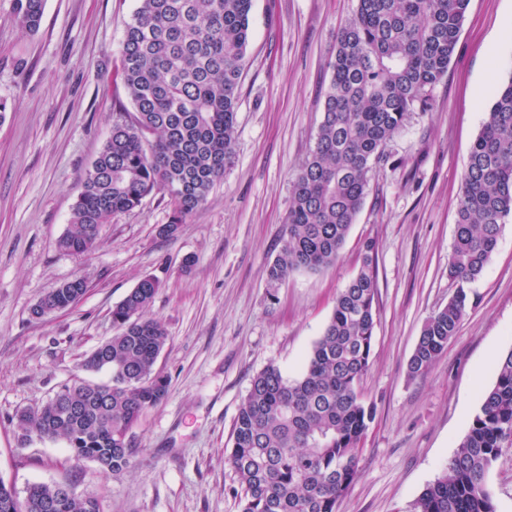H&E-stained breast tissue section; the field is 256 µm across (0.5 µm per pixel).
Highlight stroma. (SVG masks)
<instances>
[{
    "label": "stroma",
    "instance_id": "stroma-1",
    "mask_svg": "<svg viewBox=\"0 0 512 512\" xmlns=\"http://www.w3.org/2000/svg\"><path fill=\"white\" fill-rule=\"evenodd\" d=\"M357 0H254L239 87L235 158L177 234L166 197L114 216L99 246L63 251L85 174L117 113L132 105L115 72L135 0H46L37 31L0 0V482L24 498L35 482H66L101 512H241L227 461L238 409L268 365L299 374L338 291L375 244L373 352L359 390L376 405L359 477L336 512H414L444 471L512 351V222L470 286L457 335L427 373L408 361L427 318L455 292L448 278L468 154L495 92L512 81V0H470L447 75L386 146L333 266L296 271L269 290L293 182L314 146L336 35ZM167 341L155 369L168 395L130 433L129 467L103 472L72 459L65 440L22 443L17 412L45 403L87 372L83 358L113 336L112 308L144 276ZM86 294L36 319L51 288L74 278ZM495 512H512V444L486 478Z\"/></svg>",
    "mask_w": 512,
    "mask_h": 512
}]
</instances>
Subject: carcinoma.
<instances>
[{"instance_id":"carcinoma-1","label":"carcinoma","mask_w":512,"mask_h":512,"mask_svg":"<svg viewBox=\"0 0 512 512\" xmlns=\"http://www.w3.org/2000/svg\"><path fill=\"white\" fill-rule=\"evenodd\" d=\"M253 0H137L125 23L118 73L135 110L118 113L110 136L85 174L71 224L59 239L83 254L100 241L112 216L155 192L168 196L174 236L204 204L234 158L236 101L249 43ZM469 0H358L340 29L332 78L314 148L292 186L281 253L267 270L277 287L293 271L336 263L387 143L415 104L448 73ZM45 0H15L31 31ZM512 220V80L497 90L463 176L448 278L454 296L426 320L408 361L424 375L457 334L468 285L495 253L501 225ZM375 244L336 296L332 316L299 375L274 364L251 381L232 432L228 460L238 475L241 512H336L358 479L357 451L375 417L358 390L370 367L377 282ZM158 281L142 278L112 308L119 331L98 345L82 369L111 373V382L63 385L35 410L18 414L22 438L66 441L73 457L107 473L130 464L129 433L164 401L168 380L155 372L167 340L164 325L145 317ZM87 290L75 278L32 308L42 318L72 307ZM512 441V351L498 363L469 431L444 473L427 486L415 512H495L486 475L501 444ZM0 512H100L98 500L64 484L34 483L23 501L0 481Z\"/></svg>"}]
</instances>
